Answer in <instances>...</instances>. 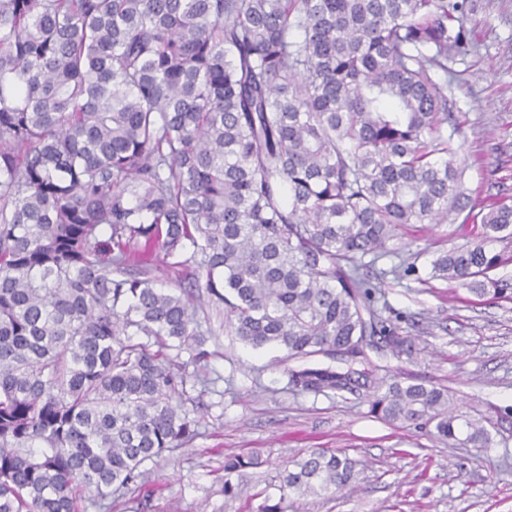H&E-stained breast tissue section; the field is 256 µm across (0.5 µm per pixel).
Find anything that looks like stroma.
Listing matches in <instances>:
<instances>
[{
	"mask_svg": "<svg viewBox=\"0 0 512 512\" xmlns=\"http://www.w3.org/2000/svg\"><path fill=\"white\" fill-rule=\"evenodd\" d=\"M468 42L448 61V126L463 171L459 205L444 224H408L395 254L380 258L372 283L382 315L410 336L411 358L381 344L367 357L384 375L435 385L464 411L486 419L490 447H450L432 429L373 417L366 390L298 394L288 371L301 367L275 347L254 349L234 335L223 309L198 318L207 361L172 351L185 377L176 402L194 437L141 467L138 486L81 512H512V300L489 299L433 277L437 251L460 243L461 225L477 229L480 210L512 204V0H469ZM317 449L343 450L358 462L352 489L301 497L281 490L290 460ZM255 458L224 493V463Z\"/></svg>",
	"mask_w": 512,
	"mask_h": 512,
	"instance_id": "1",
	"label": "stroma"
}]
</instances>
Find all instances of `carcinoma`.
<instances>
[{"mask_svg":"<svg viewBox=\"0 0 512 512\" xmlns=\"http://www.w3.org/2000/svg\"><path fill=\"white\" fill-rule=\"evenodd\" d=\"M467 0H0V512H78L191 437L168 342L204 361L198 309L156 287L158 248L205 273L235 336L289 359L298 393L370 388V412L487 447L449 391L387 382L400 357L363 269L404 224L448 219L462 172L448 57ZM512 205L440 252L435 276L509 296ZM368 255L373 259L366 262ZM146 340L136 341L134 337ZM319 450L299 496L352 487Z\"/></svg>","mask_w":512,"mask_h":512,"instance_id":"cac0c4a2","label":"carcinoma"}]
</instances>
